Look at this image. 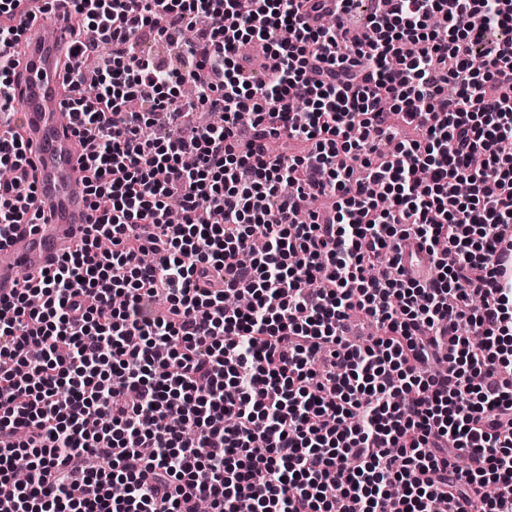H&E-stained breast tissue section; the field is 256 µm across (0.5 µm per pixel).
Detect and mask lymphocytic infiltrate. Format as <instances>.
<instances>
[{
    "label": "lymphocytic infiltrate",
    "mask_w": 512,
    "mask_h": 512,
    "mask_svg": "<svg viewBox=\"0 0 512 512\" xmlns=\"http://www.w3.org/2000/svg\"><path fill=\"white\" fill-rule=\"evenodd\" d=\"M25 2L0 0V249L43 219ZM69 3L79 55L112 48L67 76L90 222L0 299V512H512V0H374L355 41L324 0Z\"/></svg>",
    "instance_id": "f902f5d3"
}]
</instances>
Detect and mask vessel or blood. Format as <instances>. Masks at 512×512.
Instances as JSON below:
<instances>
[{"instance_id":"1","label":"vessel or blood","mask_w":512,"mask_h":512,"mask_svg":"<svg viewBox=\"0 0 512 512\" xmlns=\"http://www.w3.org/2000/svg\"><path fill=\"white\" fill-rule=\"evenodd\" d=\"M67 0H56L49 15L28 27L19 83L24 93L21 124L38 170L37 196L45 223L23 225L9 240L8 262H0V297H10L24 273L39 274L70 254L85 236L89 209L78 176L82 149L61 110L59 72L71 39Z\"/></svg>"}]
</instances>
